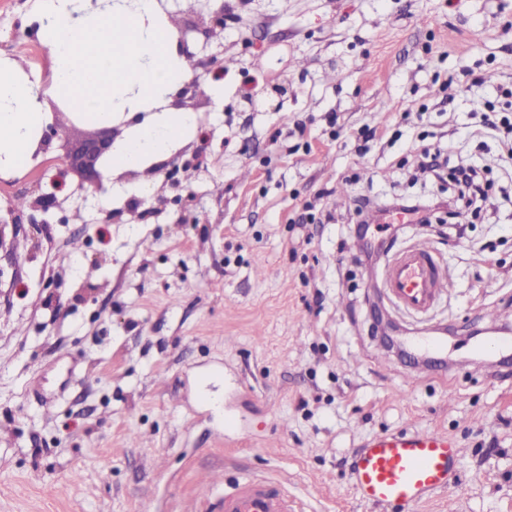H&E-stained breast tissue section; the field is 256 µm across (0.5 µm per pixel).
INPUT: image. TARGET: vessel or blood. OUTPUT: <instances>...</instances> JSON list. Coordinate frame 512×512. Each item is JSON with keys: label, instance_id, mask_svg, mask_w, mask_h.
I'll return each instance as SVG.
<instances>
[{"label": "vessel or blood", "instance_id": "1", "mask_svg": "<svg viewBox=\"0 0 512 512\" xmlns=\"http://www.w3.org/2000/svg\"><path fill=\"white\" fill-rule=\"evenodd\" d=\"M382 286L395 308L427 314L448 292V271L422 243L399 251L384 266ZM459 449L433 429L378 436L355 454L352 488L361 501L414 512L438 490L458 483ZM215 512H299L281 483L247 478L225 491Z\"/></svg>", "mask_w": 512, "mask_h": 512}]
</instances>
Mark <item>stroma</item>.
Wrapping results in <instances>:
<instances>
[{"instance_id": "35a3bbf8", "label": "stroma", "mask_w": 512, "mask_h": 512, "mask_svg": "<svg viewBox=\"0 0 512 512\" xmlns=\"http://www.w3.org/2000/svg\"><path fill=\"white\" fill-rule=\"evenodd\" d=\"M219 9L232 25L205 35ZM165 20L223 77L191 91L195 128L151 182L88 192L56 149L0 184L19 227L0 250V512H209L247 477L300 512H402L358 499L352 457L429 429L456 440L460 483L416 512H512V350H482L512 340V180L477 133L512 118V0H161ZM39 27L37 0H0L22 84L44 80ZM422 144L488 168L479 216L450 237L440 207L361 263V202L447 196ZM60 174L69 191L29 224L15 199ZM419 242L453 282L426 316L380 285ZM376 326L447 337V359Z\"/></svg>"}]
</instances>
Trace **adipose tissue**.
<instances>
[{"label":"adipose tissue","mask_w":512,"mask_h":512,"mask_svg":"<svg viewBox=\"0 0 512 512\" xmlns=\"http://www.w3.org/2000/svg\"><path fill=\"white\" fill-rule=\"evenodd\" d=\"M34 91L16 83L5 68L0 67V153L11 163L28 160L32 145L30 133L41 124ZM194 126L188 112H165L151 123L135 128L112 151L113 170L140 168L145 160L168 153L170 147Z\"/></svg>","instance_id":"adipose-tissue-1"}]
</instances>
